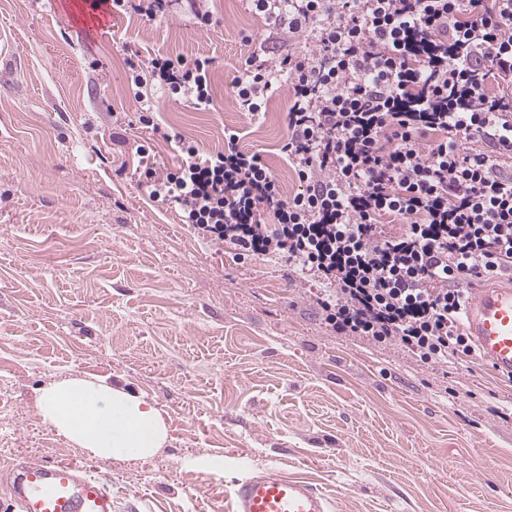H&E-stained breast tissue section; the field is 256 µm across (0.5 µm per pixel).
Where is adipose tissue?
Listing matches in <instances>:
<instances>
[{
  "label": "adipose tissue",
  "mask_w": 512,
  "mask_h": 512,
  "mask_svg": "<svg viewBox=\"0 0 512 512\" xmlns=\"http://www.w3.org/2000/svg\"><path fill=\"white\" fill-rule=\"evenodd\" d=\"M39 411L57 434L100 459L149 458L168 441V424L152 403L90 376L47 383Z\"/></svg>",
  "instance_id": "adipose-tissue-1"
}]
</instances>
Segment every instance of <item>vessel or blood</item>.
<instances>
[{
	"label": "vessel or blood",
	"mask_w": 512,
	"mask_h": 512,
	"mask_svg": "<svg viewBox=\"0 0 512 512\" xmlns=\"http://www.w3.org/2000/svg\"><path fill=\"white\" fill-rule=\"evenodd\" d=\"M464 321L483 360L512 376V284L471 292ZM14 512H114L112 490L72 462L12 464ZM229 512H333L332 501L303 479L269 469L234 481Z\"/></svg>",
	"instance_id": "vessel-or-blood-1"
}]
</instances>
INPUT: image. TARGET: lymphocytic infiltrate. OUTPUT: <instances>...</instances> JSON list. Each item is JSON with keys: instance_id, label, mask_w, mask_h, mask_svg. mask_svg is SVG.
<instances>
[{"instance_id": "obj_1", "label": "lymphocytic infiltrate", "mask_w": 512, "mask_h": 512, "mask_svg": "<svg viewBox=\"0 0 512 512\" xmlns=\"http://www.w3.org/2000/svg\"><path fill=\"white\" fill-rule=\"evenodd\" d=\"M265 18L235 82L261 119L289 98L281 151L299 191L283 197L259 154L225 131L200 157L153 119L154 89L213 104L212 58L130 61L139 121L174 140L177 165L148 166L150 197L240 260L284 258L337 335L395 345L426 364L473 356L458 322L472 277L512 275V0H249ZM275 226H268L267 217ZM405 225L396 235L380 222Z\"/></svg>"}]
</instances>
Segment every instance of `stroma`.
<instances>
[{
    "label": "stroma",
    "mask_w": 512,
    "mask_h": 512,
    "mask_svg": "<svg viewBox=\"0 0 512 512\" xmlns=\"http://www.w3.org/2000/svg\"><path fill=\"white\" fill-rule=\"evenodd\" d=\"M113 16L86 43L83 0H0V465L69 460L105 479L115 512H225L246 472L310 480L338 512H512V380L480 359L434 367L330 331L287 262L238 260L139 188L170 143L138 121L126 59L214 60L198 111L156 94L155 120L201 156L259 153L283 196L288 94L260 120L234 81L266 28L246 0ZM147 142L148 158L132 149ZM88 375L151 402L171 431L145 460L96 459L43 424L42 387ZM220 456V477L195 469Z\"/></svg>",
    "instance_id": "stroma-1"
}]
</instances>
